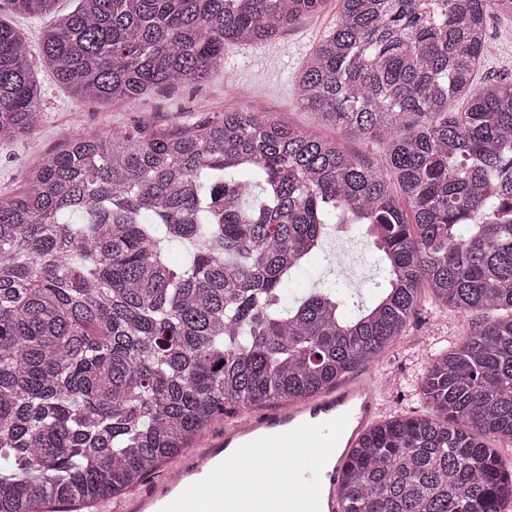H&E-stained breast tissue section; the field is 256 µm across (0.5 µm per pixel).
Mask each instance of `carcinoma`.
<instances>
[{
    "label": "carcinoma",
    "instance_id": "obj_1",
    "mask_svg": "<svg viewBox=\"0 0 512 512\" xmlns=\"http://www.w3.org/2000/svg\"><path fill=\"white\" fill-rule=\"evenodd\" d=\"M75 2L39 60L108 99L203 80L225 43L272 39L326 0ZM492 11L512 16V0H342L296 96L386 144L384 170L268 115L217 112L75 135L0 197V512L120 497L224 411L336 387L405 335L423 286L480 318L433 354L428 414L348 449L339 495L346 512H504L512 467L484 439L512 447V81L475 84ZM41 117L29 45L0 20V139ZM336 224L366 237L380 280L290 293Z\"/></svg>",
    "mask_w": 512,
    "mask_h": 512
}]
</instances>
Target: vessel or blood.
I'll list each match as a JSON object with an SVG mask.
<instances>
[{"label": "vessel or blood", "mask_w": 512, "mask_h": 512, "mask_svg": "<svg viewBox=\"0 0 512 512\" xmlns=\"http://www.w3.org/2000/svg\"><path fill=\"white\" fill-rule=\"evenodd\" d=\"M386 412V391L368 375L296 406L238 414L113 512H343L346 450Z\"/></svg>", "instance_id": "vessel-or-blood-1"}]
</instances>
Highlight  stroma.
<instances>
[{
    "label": "stroma",
    "mask_w": 512,
    "mask_h": 512,
    "mask_svg": "<svg viewBox=\"0 0 512 512\" xmlns=\"http://www.w3.org/2000/svg\"><path fill=\"white\" fill-rule=\"evenodd\" d=\"M340 8V0H326L321 12L299 19L271 41L225 46L223 66L203 82L176 84L135 99L85 100L60 87L49 70L36 67L43 118L31 134L0 139V196L15 193L26 173L67 139L74 126L95 132L127 130L141 124L177 129L224 110L272 116L281 123L327 137L344 151L384 164L379 142L365 141L325 125L318 113L304 108L295 97L294 85L303 62L335 27ZM487 38L492 50L482 61L477 83L512 79V17L492 16ZM325 250L331 257L339 251L345 254V266L335 270L339 287H366L375 270L361 237H329ZM476 320V314L436 306L429 294H421L419 308L402 342L371 366L376 376L391 380L390 399L396 411L429 412L420 385L430 354L454 348Z\"/></svg>",
    "instance_id": "obj_1"
}]
</instances>
